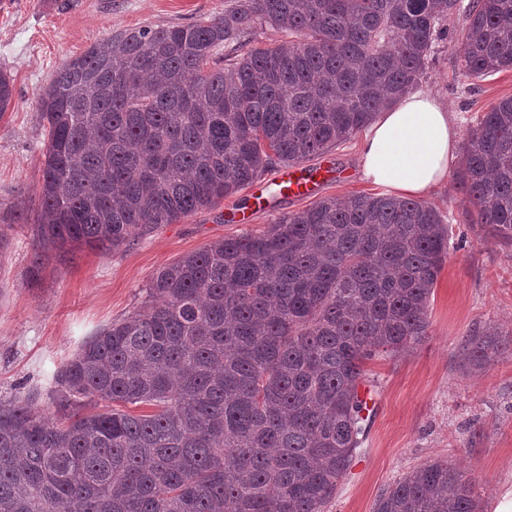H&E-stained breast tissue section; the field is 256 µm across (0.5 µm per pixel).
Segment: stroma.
Wrapping results in <instances>:
<instances>
[{
    "instance_id": "obj_1",
    "label": "stroma",
    "mask_w": 512,
    "mask_h": 512,
    "mask_svg": "<svg viewBox=\"0 0 512 512\" xmlns=\"http://www.w3.org/2000/svg\"><path fill=\"white\" fill-rule=\"evenodd\" d=\"M223 10L224 0H0V72L14 88L11 107L0 115V233L9 240L0 252V397L48 387L83 340L143 307L144 289L163 266L311 206L308 198L275 195L266 209L244 210L240 203L252 194L246 188L106 253L63 254L39 244L47 140L39 98L58 68L116 32L191 24ZM448 29L417 88L441 98L464 139L493 104L512 97V69L467 81L458 72L464 14L452 16ZM359 149L355 136L307 160L323 172L318 197L376 193L361 174ZM424 200L452 224L456 244L431 297L429 339L410 354L368 363L375 408L324 512H373L392 482L437 459L476 477L483 512H493L497 497L512 489V356L472 373L460 356L471 331H512V253L468 215L454 182ZM240 213L248 223L234 222Z\"/></svg>"
}]
</instances>
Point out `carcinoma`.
<instances>
[{"mask_svg": "<svg viewBox=\"0 0 512 512\" xmlns=\"http://www.w3.org/2000/svg\"><path fill=\"white\" fill-rule=\"evenodd\" d=\"M460 10L462 76L512 69V0H224L91 46L41 98L42 244L115 250L335 148L418 83ZM266 27L288 39L256 46ZM12 102L0 72V114ZM454 180L512 248V98L479 118ZM452 240L428 203L351 194L164 267L146 309L89 337L52 386L0 398V512H323L363 442L366 365L429 336ZM510 348L474 331L464 367ZM479 503L437 460L374 512Z\"/></svg>", "mask_w": 512, "mask_h": 512, "instance_id": "obj_1", "label": "carcinoma"}]
</instances>
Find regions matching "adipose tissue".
Wrapping results in <instances>:
<instances>
[{
    "mask_svg": "<svg viewBox=\"0 0 512 512\" xmlns=\"http://www.w3.org/2000/svg\"><path fill=\"white\" fill-rule=\"evenodd\" d=\"M457 130L443 103L412 90L381 112L360 145L365 180L398 197H418L446 182Z\"/></svg>",
    "mask_w": 512,
    "mask_h": 512,
    "instance_id": "obj_1",
    "label": "adipose tissue"
}]
</instances>
